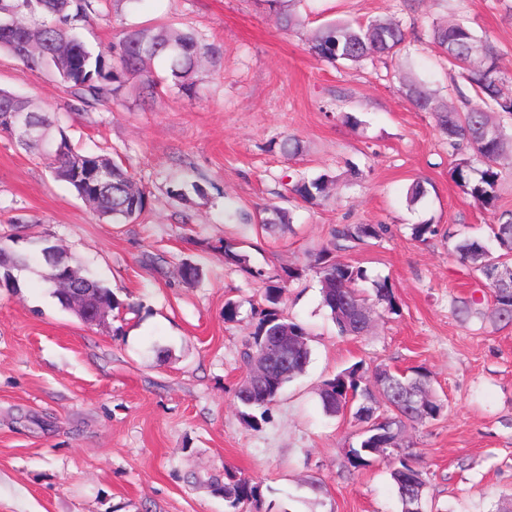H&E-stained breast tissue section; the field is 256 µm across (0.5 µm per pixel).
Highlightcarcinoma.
Listing matches in <instances>:
<instances>
[{
	"instance_id": "cac0c4a2",
	"label": "carcinoma",
	"mask_w": 512,
	"mask_h": 512,
	"mask_svg": "<svg viewBox=\"0 0 512 512\" xmlns=\"http://www.w3.org/2000/svg\"><path fill=\"white\" fill-rule=\"evenodd\" d=\"M117 0H0V49L9 51L29 68L51 70L67 86L73 98L71 107H89L117 97L123 88L135 80L143 90H150L165 81L154 74L151 66L159 59L164 62L168 77L179 92L196 93L201 63L216 59L219 49L206 43L191 31L166 26L126 27L107 45L90 49L83 41L80 28L93 18L108 13ZM405 33L400 21L375 18L361 24L338 21L327 23L309 40L310 52L332 64L349 62L360 65L367 61H393L405 50ZM432 43L448 66L467 82L478 99L475 106L455 107L419 84L402 83V91L420 112L431 113L437 122L448 156L463 151L470 157L454 161L451 177L463 192L486 210L496 209L502 161L512 156V95L502 86L504 74L497 64V53L489 40L479 38L460 21L435 25ZM481 43L484 51L476 58L467 52ZM26 113L34 127V135L21 137L11 125L14 111ZM57 128L58 137L48 139L45 131ZM0 133L10 136L25 150H36L46 161L55 179L68 184L78 197L89 203L99 217L114 224L138 219L148 205V196L137 185L123 163L101 154L87 152L72 144L60 125V118L46 110H34L28 101L0 89ZM335 179L327 174L309 179L302 177L291 192L302 201L315 204L329 196ZM257 230H284L290 224L287 211L266 208L255 218H243ZM385 224H338L331 230L329 243L315 255L312 265L321 286L322 304L328 308L340 335L353 336L366 330V321L356 309H373L364 284L371 283L376 304L387 312H395L397 303L386 278L369 279L366 270L336 261V250H347L378 240L388 234ZM492 242L462 236L452 230L458 259L480 273L494 296V307L484 310L483 301L471 296L455 301V310L462 320L489 317L505 326L512 324V288L495 284L497 269L512 264V216L498 220L491 228ZM7 259L1 267L7 287H18L13 271L30 261L22 252L0 247ZM41 255L53 257L55 297L62 307L70 308L71 289L58 281L64 276L68 284L92 289L97 303L107 311L119 307L112 289L72 263V259L54 245L44 244ZM224 262L265 284L262 304L252 308L254 331L243 353L244 373L235 390L242 407L244 422L257 428L268 417L270 406L284 387L306 369L311 355L309 332L305 325L285 314L282 308L284 280L302 276L298 268L288 267L283 273H270L249 265L248 254L239 244L224 241ZM282 336H295L301 341L300 350L288 356L287 364L271 368L269 376L256 375L264 355L276 347ZM355 398L354 418L367 424L375 420L373 430L359 435V444L349 450L348 462L356 469L371 464L368 447L375 435L387 447L385 459L394 455L398 465L391 472L401 512H411L416 503L410 497L413 486L427 485L424 470L413 461V454L394 451L398 446L393 431L402 430L408 422H424L436 418L441 404L432 394L429 376L422 369H413L406 376L398 375L386 365L372 372L357 362L327 379L319 391L323 410L330 416L345 414L349 397ZM224 500L234 512L258 497L259 484L253 478L233 470L224 471V484L218 486Z\"/></svg>"
}]
</instances>
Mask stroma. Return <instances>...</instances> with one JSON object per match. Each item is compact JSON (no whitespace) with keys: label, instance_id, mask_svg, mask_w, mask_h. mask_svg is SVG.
Wrapping results in <instances>:
<instances>
[{"label":"stroma","instance_id":"obj_1","mask_svg":"<svg viewBox=\"0 0 512 512\" xmlns=\"http://www.w3.org/2000/svg\"><path fill=\"white\" fill-rule=\"evenodd\" d=\"M283 29L264 0H141L94 18L90 46L130 26L195 31L220 48L198 92L135 88L117 100L66 112L69 95L48 71L0 52V88L63 112L73 144L121 157L149 195L135 222L99 220L43 159L0 134V245L27 253L55 244L88 267L121 303L90 326L51 294L34 262L18 288H0V512H227L214 484L231 469L262 486L247 512H401L390 463L350 468L361 425L327 416L322 382L356 362L424 368L440 415L407 424L404 440L427 473L439 512H492L512 498V325L461 321L454 299L491 302L477 273L453 253L455 228L488 236L512 213V167L496 210L451 180L433 116L417 111L384 64L350 68L315 59L307 40L334 20L393 16L407 33L404 75L460 103L468 89L431 42L433 22L456 19L488 38L512 91V0H299ZM360 123L345 124L344 114ZM301 148L281 152L287 137ZM335 176L336 196L310 205L291 194L300 177ZM204 195L173 197L172 181ZM423 181V203L406 193ZM286 208L274 237L224 221L226 210ZM424 220L439 225L422 242ZM338 224H384L381 240L337 252L369 278H388L396 313L365 336L339 335L313 273L287 283L284 309L310 333V361L259 427L240 417L235 388L263 285L224 263V242L247 241L252 266H304ZM203 275L188 284L182 262ZM239 306L235 321L224 305Z\"/></svg>","mask_w":512,"mask_h":512}]
</instances>
